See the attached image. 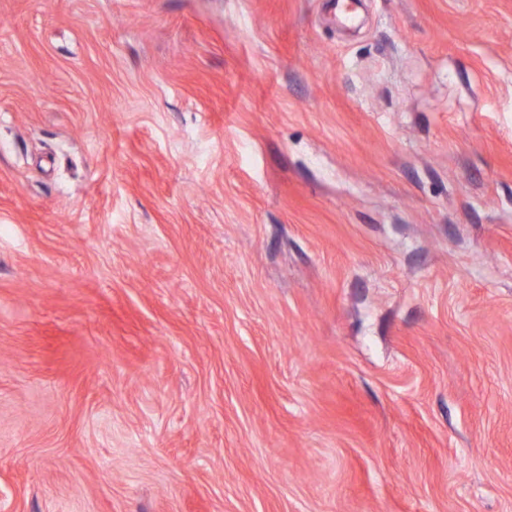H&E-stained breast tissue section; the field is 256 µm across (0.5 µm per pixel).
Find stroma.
Returning a JSON list of instances; mask_svg holds the SVG:
<instances>
[{
    "mask_svg": "<svg viewBox=\"0 0 512 512\" xmlns=\"http://www.w3.org/2000/svg\"><path fill=\"white\" fill-rule=\"evenodd\" d=\"M0 512H512V0H0Z\"/></svg>",
    "mask_w": 512,
    "mask_h": 512,
    "instance_id": "stroma-1",
    "label": "stroma"
}]
</instances>
